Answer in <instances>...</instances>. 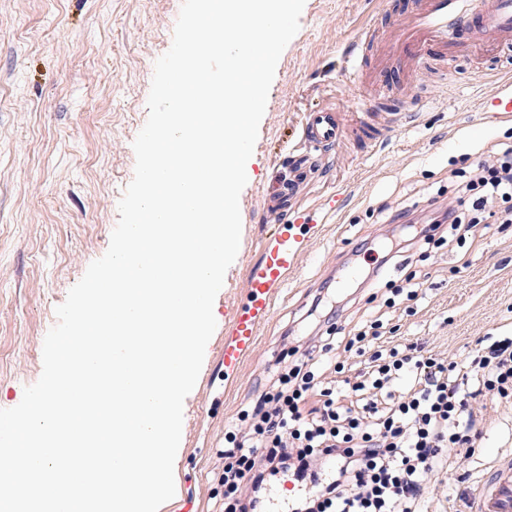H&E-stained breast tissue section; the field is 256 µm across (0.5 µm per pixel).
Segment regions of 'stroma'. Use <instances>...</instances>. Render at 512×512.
I'll use <instances>...</instances> for the list:
<instances>
[{
  "label": "stroma",
  "mask_w": 512,
  "mask_h": 512,
  "mask_svg": "<svg viewBox=\"0 0 512 512\" xmlns=\"http://www.w3.org/2000/svg\"><path fill=\"white\" fill-rule=\"evenodd\" d=\"M182 0H0V409L17 406L38 381L43 341L55 309L89 264L107 251L118 203L134 175L133 142L147 117L154 64L171 46ZM379 0H306L300 29L283 51L240 194V248L213 312L197 383L183 405L176 492L159 512H224L219 480L224 427L265 388L285 345L311 344L326 329L309 315L316 296L335 302L342 332L369 313L372 289L424 271L412 311L386 314L385 340L416 339L440 357L466 356L485 336H512V223L433 250L420 245L383 261V241L396 235L391 215L423 221L434 209L458 205L451 170L488 159L493 145L512 142V113L489 112L507 74L491 57L459 58L458 78L430 86L426 101L400 94L409 76L390 64L374 73L377 54L364 46L357 80L340 69L344 51L369 24ZM333 105L346 125L362 111L394 106L407 121L368 143L348 134L319 160L293 197L319 207L337 193L325 231L277 300L254 355L233 386L216 358L224 328L241 300L249 271L284 212L268 207L288 172V152L306 112ZM488 427L476 455L463 461L478 483L494 461L512 456V405ZM463 486L453 475L427 478L424 512H462Z\"/></svg>",
  "instance_id": "obj_1"
}]
</instances>
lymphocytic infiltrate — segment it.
Wrapping results in <instances>:
<instances>
[{"label": "lymphocytic infiltrate", "instance_id": "1", "mask_svg": "<svg viewBox=\"0 0 512 512\" xmlns=\"http://www.w3.org/2000/svg\"><path fill=\"white\" fill-rule=\"evenodd\" d=\"M474 207L512 199V146L476 165ZM331 324L315 344L284 349L270 389L224 431V512H266L277 475L308 486L290 512H421L430 472L454 449L474 456L485 408L512 400V336L448 361L422 343L373 348L378 321L339 338ZM366 356L346 377L336 346ZM343 383H336V376Z\"/></svg>", "mask_w": 512, "mask_h": 512}]
</instances>
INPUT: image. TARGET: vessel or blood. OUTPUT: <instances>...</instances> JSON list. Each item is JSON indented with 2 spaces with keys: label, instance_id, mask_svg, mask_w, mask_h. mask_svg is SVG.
<instances>
[{
  "label": "vessel or blood",
  "instance_id": "1",
  "mask_svg": "<svg viewBox=\"0 0 512 512\" xmlns=\"http://www.w3.org/2000/svg\"><path fill=\"white\" fill-rule=\"evenodd\" d=\"M381 40L417 75L436 62L451 64L490 40L498 48L512 49V0H415L410 13L383 32ZM343 133L336 110L308 112L290 156L287 194L271 200L272 208H287L288 194L303 184L317 153L336 144ZM323 230L319 211H298L289 231L274 233L265 243L260 260L250 269L244 301L235 308L226 330L221 355L226 379L235 378L255 352L276 300ZM472 512H512V459L495 462L479 487Z\"/></svg>",
  "mask_w": 512,
  "mask_h": 512
}]
</instances>
